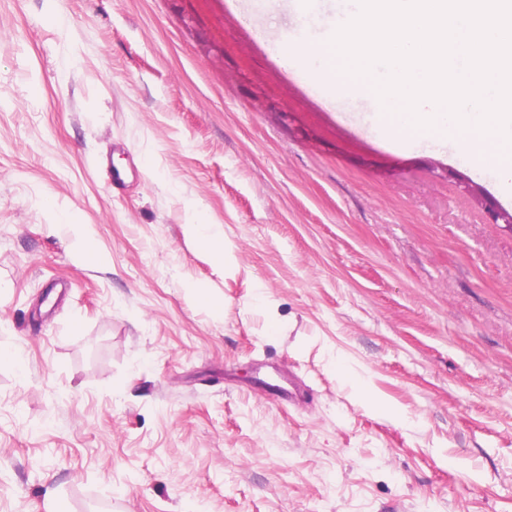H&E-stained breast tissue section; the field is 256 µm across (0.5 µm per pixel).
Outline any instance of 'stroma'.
<instances>
[{
    "label": "stroma",
    "mask_w": 512,
    "mask_h": 512,
    "mask_svg": "<svg viewBox=\"0 0 512 512\" xmlns=\"http://www.w3.org/2000/svg\"><path fill=\"white\" fill-rule=\"evenodd\" d=\"M293 3L0 0V512H512V235L455 176L512 198L326 105L269 42L345 0ZM185 230L197 241L208 246L209 255L213 263L225 269H233L235 267L232 245L216 241L211 233V224H207L203 217H196L190 224H186Z\"/></svg>",
    "instance_id": "obj_1"
}]
</instances>
